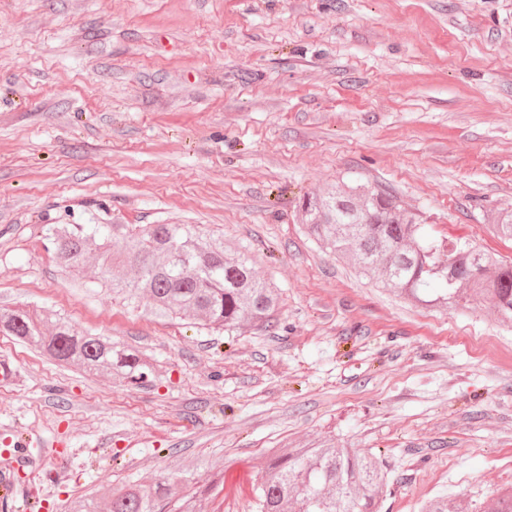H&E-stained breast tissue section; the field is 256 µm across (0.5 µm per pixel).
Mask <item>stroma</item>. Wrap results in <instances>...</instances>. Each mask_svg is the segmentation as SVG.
Listing matches in <instances>:
<instances>
[{
  "mask_svg": "<svg viewBox=\"0 0 512 512\" xmlns=\"http://www.w3.org/2000/svg\"><path fill=\"white\" fill-rule=\"evenodd\" d=\"M339 181L512 262V0H0V310L153 366L133 386L0 333V474L43 512L171 472L199 512H258L273 450L328 440L384 461L382 512L512 486V325L327 256L299 205ZM49 224L223 232L287 328L156 319L93 291L97 252L61 271Z\"/></svg>",
  "mask_w": 512,
  "mask_h": 512,
  "instance_id": "stroma-1",
  "label": "stroma"
}]
</instances>
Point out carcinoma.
<instances>
[{
    "mask_svg": "<svg viewBox=\"0 0 512 512\" xmlns=\"http://www.w3.org/2000/svg\"><path fill=\"white\" fill-rule=\"evenodd\" d=\"M307 233L338 259L416 303L465 307L482 301L499 320L512 323V264L499 263L464 240L434 238L416 215L382 191L345 183L302 201ZM512 240V211L493 224ZM48 240L62 268L79 272L89 242L102 260L97 284L158 318L201 321L213 330L249 324L270 328L280 303L277 287L261 277L245 252L224 254V239L201 234L195 224H50ZM136 278L112 277V264ZM0 328L41 348L55 361L96 374L109 369L132 384L145 382L151 364L132 350L75 331L59 316L29 310L0 312ZM389 483L382 461L357 448L326 442L281 448L256 487L261 512H381L380 491ZM106 512H196L176 505L168 478L106 495ZM422 512H470L460 498L440 497ZM483 512H512V488Z\"/></svg>",
    "mask_w": 512,
    "mask_h": 512,
    "instance_id": "cac0c4a2",
    "label": "carcinoma"
}]
</instances>
